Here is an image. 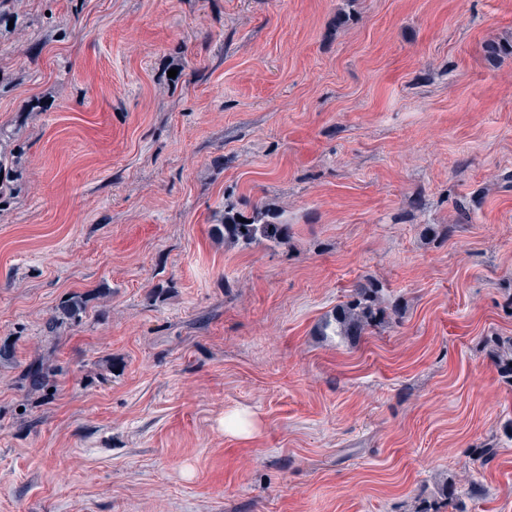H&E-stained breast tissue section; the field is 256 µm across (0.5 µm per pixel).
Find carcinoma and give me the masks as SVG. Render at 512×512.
Returning <instances> with one entry per match:
<instances>
[{"label": "carcinoma", "instance_id": "cac0c4a2", "mask_svg": "<svg viewBox=\"0 0 512 512\" xmlns=\"http://www.w3.org/2000/svg\"><path fill=\"white\" fill-rule=\"evenodd\" d=\"M5 131L0 129V205L9 202L16 190L14 159L21 153V144L14 140L12 145L1 143ZM214 234L227 241L252 243L268 241L280 243L288 238L290 225L273 217L261 223L242 222L232 210L224 211V219L214 225ZM379 288L367 281L359 283L352 290L349 299L339 305L331 318L325 320L322 330H331L342 336H361L368 330L386 322V311L378 305ZM95 299L93 294L74 293L64 300L47 319L45 328L54 333L64 325H79L86 318L89 304ZM497 364L500 377L512 384V339L495 338ZM48 374L41 365L29 368L22 376V387L27 395L44 389ZM452 506L454 512H467L465 503L447 495V501L425 499L420 503L418 512H442L446 506Z\"/></svg>", "mask_w": 512, "mask_h": 512}]
</instances>
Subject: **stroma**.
<instances>
[{
    "mask_svg": "<svg viewBox=\"0 0 512 512\" xmlns=\"http://www.w3.org/2000/svg\"><path fill=\"white\" fill-rule=\"evenodd\" d=\"M22 3L0 512H512V0ZM228 209L290 235L216 238ZM365 279L388 322L321 335ZM94 294L74 293L64 300L47 319L45 328L49 333L57 332L63 325H79L86 318ZM490 342L496 347L497 364L500 377L507 383L512 384V339L500 340L499 338L490 339ZM224 431L237 437H249L253 433L249 414L244 411H234L224 416Z\"/></svg>",
    "mask_w": 512,
    "mask_h": 512,
    "instance_id": "stroma-1",
    "label": "stroma"
}]
</instances>
